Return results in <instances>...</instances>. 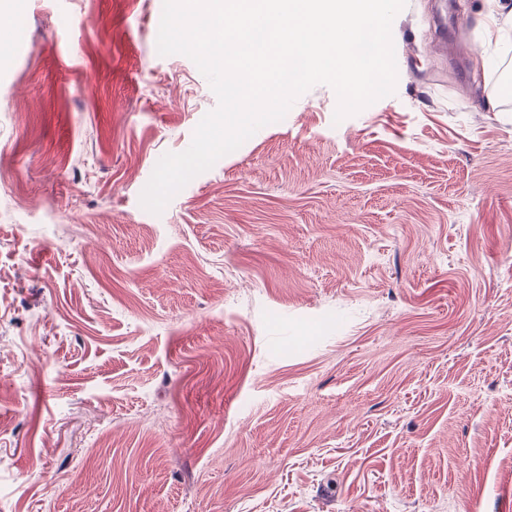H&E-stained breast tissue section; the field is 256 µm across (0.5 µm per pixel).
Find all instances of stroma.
<instances>
[{"label":"stroma","mask_w":512,"mask_h":512,"mask_svg":"<svg viewBox=\"0 0 512 512\" xmlns=\"http://www.w3.org/2000/svg\"><path fill=\"white\" fill-rule=\"evenodd\" d=\"M0 0V512H505L512 68L407 0L394 94L319 84L140 195L218 100L163 0ZM85 27L75 42L71 20Z\"/></svg>","instance_id":"35a3bbf8"}]
</instances>
